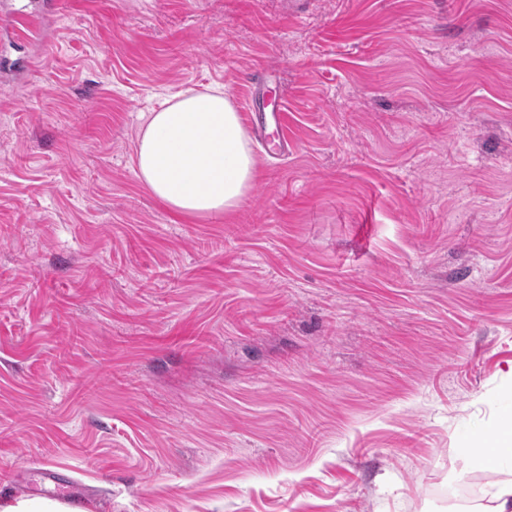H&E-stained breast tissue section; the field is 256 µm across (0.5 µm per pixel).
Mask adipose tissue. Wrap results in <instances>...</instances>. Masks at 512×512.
<instances>
[{"mask_svg": "<svg viewBox=\"0 0 512 512\" xmlns=\"http://www.w3.org/2000/svg\"><path fill=\"white\" fill-rule=\"evenodd\" d=\"M139 179L170 212L214 217L237 211L256 184V157L242 117L223 85L179 91L147 113L135 149ZM469 465L512 469V417L473 436Z\"/></svg>", "mask_w": 512, "mask_h": 512, "instance_id": "obj_1", "label": "adipose tissue"}]
</instances>
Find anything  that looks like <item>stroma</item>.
<instances>
[{"label":"stroma","mask_w":512,"mask_h":512,"mask_svg":"<svg viewBox=\"0 0 512 512\" xmlns=\"http://www.w3.org/2000/svg\"><path fill=\"white\" fill-rule=\"evenodd\" d=\"M216 83L259 177L179 217L140 116ZM510 414L512 0H0V499L457 512ZM463 454L473 468L489 471L512 470V417L507 416L500 427L489 434L471 438ZM39 481L33 485V488L38 490L42 484L46 482H51L53 484V491L58 496H62L68 498L70 501L74 503H81L83 501V497L75 494L76 489L70 485L67 481L56 479L53 472L50 469H40L38 471Z\"/></svg>","instance_id":"obj_1"}]
</instances>
